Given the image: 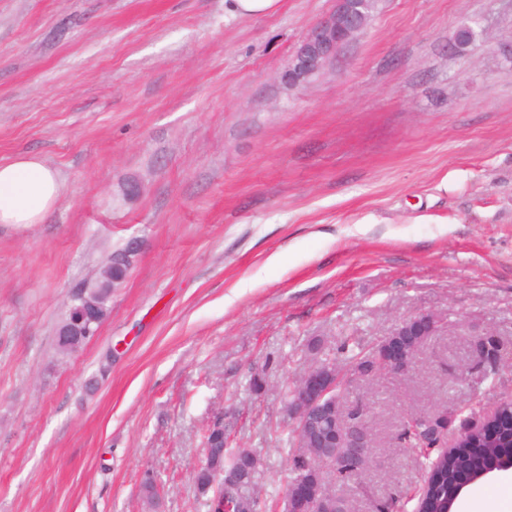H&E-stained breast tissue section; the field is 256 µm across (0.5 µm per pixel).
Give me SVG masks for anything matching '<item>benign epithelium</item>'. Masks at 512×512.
<instances>
[{
  "label": "benign epithelium",
  "instance_id": "obj_1",
  "mask_svg": "<svg viewBox=\"0 0 512 512\" xmlns=\"http://www.w3.org/2000/svg\"><path fill=\"white\" fill-rule=\"evenodd\" d=\"M361 31L358 16L353 12L350 0H337L336 10L315 24L304 37L281 80L290 84L305 82L306 77L322 70L336 56L338 49L353 40ZM102 317L98 306L85 301L78 306L70 321L61 325L57 336L60 344L69 346L85 338L93 339L100 328ZM441 317L422 311L394 325L391 331L376 345L380 362L386 371L405 376L416 367L417 357L431 337L437 335ZM490 333L480 328L471 332L474 364L481 369L482 377H488V368L480 344ZM367 375L355 373L347 367H332L315 358L298 377L297 400L285 410L286 421L301 434V446L309 449L306 455L307 478L289 486L279 512H336V498L325 492L320 473L325 468L347 459L356 461L366 457L365 437L354 424L344 417H336V423L321 425L317 413L323 407L337 402L339 387L365 379ZM512 427V415L506 416L494 410L481 421L464 424L450 444L458 448L465 444L466 433L474 428L482 431L485 444L497 447L480 475L463 472L457 477L458 494L490 475L512 470V442L502 438L506 427Z\"/></svg>",
  "mask_w": 512,
  "mask_h": 512
}]
</instances>
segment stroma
<instances>
[{"label":"stroma","mask_w":512,"mask_h":512,"mask_svg":"<svg viewBox=\"0 0 512 512\" xmlns=\"http://www.w3.org/2000/svg\"><path fill=\"white\" fill-rule=\"evenodd\" d=\"M335 7L0 0V162L39 156L65 186L43 223L0 224V512H151L148 477L158 512H208L193 474L219 414L277 505L281 392L311 345L368 349L421 311L442 325L415 372L353 391L373 446L335 486L350 512H414L406 414L512 397V364L481 380L467 336L512 349V0H378L314 80L282 82ZM133 241L97 336L60 354L71 294ZM281 0H225L224 11L232 16L255 18L274 13Z\"/></svg>","instance_id":"1"}]
</instances>
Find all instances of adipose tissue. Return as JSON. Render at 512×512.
Segmentation results:
<instances>
[{
	"label": "adipose tissue",
	"instance_id": "adipose-tissue-1",
	"mask_svg": "<svg viewBox=\"0 0 512 512\" xmlns=\"http://www.w3.org/2000/svg\"><path fill=\"white\" fill-rule=\"evenodd\" d=\"M64 184L43 159L0 162V224H39L60 203Z\"/></svg>",
	"mask_w": 512,
	"mask_h": 512
}]
</instances>
